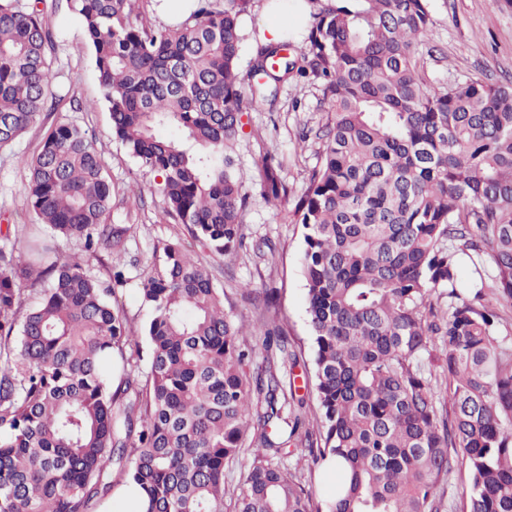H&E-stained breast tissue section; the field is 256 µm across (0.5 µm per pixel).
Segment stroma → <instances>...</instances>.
I'll use <instances>...</instances> for the list:
<instances>
[{
	"mask_svg": "<svg viewBox=\"0 0 512 512\" xmlns=\"http://www.w3.org/2000/svg\"><path fill=\"white\" fill-rule=\"evenodd\" d=\"M17 2L23 7L38 6L55 35L52 94L58 105L48 123L69 122L93 138L112 182V221L133 227L127 256L119 258L99 250L86 262L87 274L105 281L112 270L123 271L125 281L117 287L116 297L138 331L150 319L140 294L144 271L159 264L164 243L187 241L209 269L214 285L223 289L225 307L246 322H255L257 313L242 298L240 285L247 283L259 291L277 289V321L292 349L304 360H311L306 282L300 267L303 229L285 210L260 197L258 162L263 153L275 154L283 163L282 175L291 192L305 189L308 172L317 162L319 142L305 139L304 134L318 129L326 118L315 85L291 75L281 83L274 104H262L246 117L235 170L252 195L244 215L249 247L227 259L190 240L183 225L164 217L158 177L113 137L91 52L67 0ZM428 47L431 55L425 60L424 72L432 83L448 85L478 78L512 84V0H431ZM75 98L85 103V110L73 109ZM48 123L35 125L11 145L0 148V247L21 244L27 235L31 221L25 190L29 172L20 160L37 151Z\"/></svg>",
	"mask_w": 512,
	"mask_h": 512,
	"instance_id": "1",
	"label": "stroma"
}]
</instances>
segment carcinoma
<instances>
[{
  "mask_svg": "<svg viewBox=\"0 0 512 512\" xmlns=\"http://www.w3.org/2000/svg\"><path fill=\"white\" fill-rule=\"evenodd\" d=\"M140 0H71L91 49L112 135L161 178L164 214L211 251L245 247L250 194L233 173L243 117L276 98L292 71L328 114L306 189L259 162V195L303 228L301 267L312 331L319 439L314 468L339 462L322 499L281 462L305 424V400L280 367L300 365L275 318L246 371L244 327L200 260L178 241L142 282L152 313L145 374L139 336L109 282L37 235L126 249L112 183L95 143L58 122L20 159L35 224L25 251L0 249V512H98L115 487L140 490L138 512H224L225 467L252 462L233 512H443L441 482L461 461V512H512V360L483 290L462 297L458 256H487L512 304V86L435 85L418 45L430 0H302L304 66L292 37L257 46L239 68L251 0H196L173 28L141 19ZM55 36L35 7L0 0V148L53 106ZM250 93L243 92L244 83ZM448 288V303L431 301ZM256 309L275 291L250 285ZM441 370L443 377L433 375ZM448 396V410L435 394Z\"/></svg>",
  "mask_w": 512,
  "mask_h": 512,
  "instance_id": "1",
  "label": "carcinoma"
}]
</instances>
